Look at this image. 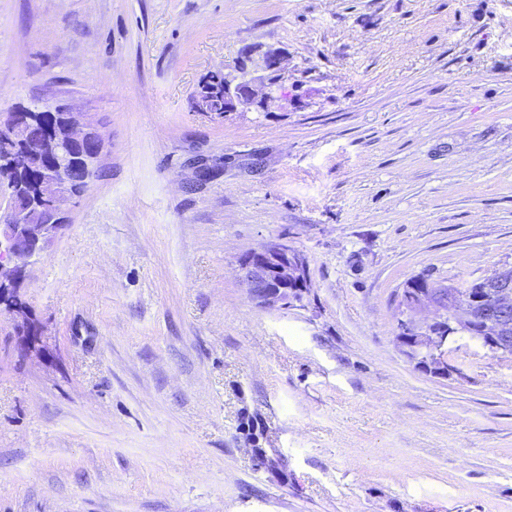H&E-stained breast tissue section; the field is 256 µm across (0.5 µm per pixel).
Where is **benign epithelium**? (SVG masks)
I'll return each instance as SVG.
<instances>
[{
    "label": "benign epithelium",
    "mask_w": 512,
    "mask_h": 512,
    "mask_svg": "<svg viewBox=\"0 0 512 512\" xmlns=\"http://www.w3.org/2000/svg\"><path fill=\"white\" fill-rule=\"evenodd\" d=\"M254 59L246 57L228 75L224 83V112H235L264 102L280 93V55L268 50L261 56L259 68L265 73V91L254 87L248 72ZM46 112H57L61 121L47 130L40 157L50 161L39 183L44 206L41 222L29 223L20 210L5 202L1 211L9 214V223L0 225V298L13 291L14 283L26 273L33 257L66 225L63 205L75 197L70 179L71 151L89 146L82 173L95 172L103 150L96 127L81 112L44 104ZM30 107H19L0 115V139L24 145ZM239 265L252 300L265 307L286 306L299 301L310 288L304 258L286 243L274 242L242 256ZM482 290L474 296L444 282L415 277L403 289L398 303L396 343L419 369L438 377L448 376V344L477 343L493 354L512 351V267L480 278Z\"/></svg>",
    "instance_id": "1"
}]
</instances>
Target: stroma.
<instances>
[{
    "label": "stroma",
    "instance_id": "stroma-1",
    "mask_svg": "<svg viewBox=\"0 0 512 512\" xmlns=\"http://www.w3.org/2000/svg\"><path fill=\"white\" fill-rule=\"evenodd\" d=\"M282 57L255 112L194 94ZM97 177L0 305V512H512V355L396 340L418 275L512 267V0H0V113ZM305 259L263 307L240 256ZM239 265L252 300L265 307L300 301L310 288L304 258L286 243L274 242L242 256Z\"/></svg>",
    "mask_w": 512,
    "mask_h": 512
}]
</instances>
